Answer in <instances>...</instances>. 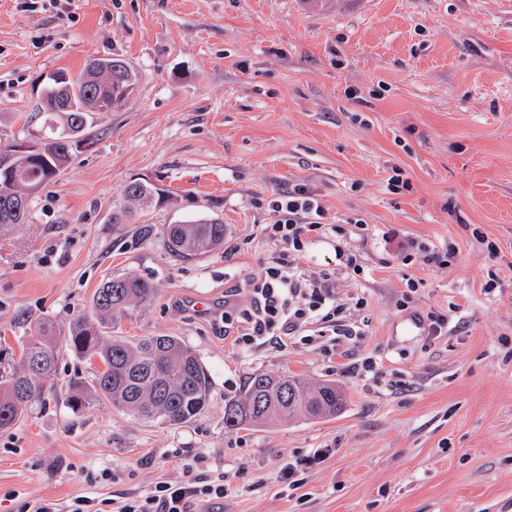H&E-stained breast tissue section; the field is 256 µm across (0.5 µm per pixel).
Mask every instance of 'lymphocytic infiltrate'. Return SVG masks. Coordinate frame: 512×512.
Returning a JSON list of instances; mask_svg holds the SVG:
<instances>
[{"label": "lymphocytic infiltrate", "instance_id": "1", "mask_svg": "<svg viewBox=\"0 0 512 512\" xmlns=\"http://www.w3.org/2000/svg\"><path fill=\"white\" fill-rule=\"evenodd\" d=\"M275 218L261 235L271 246V259L262 273L244 279L238 296L225 299V327H237V341L250 350L273 343L286 344L311 323L329 328L339 342L348 344L358 335L345 324L344 310L336 302V280L326 271L306 274L301 260L312 238L335 232L325 223V210L317 195L297 184L270 203ZM224 475L183 481H161L138 495L114 501L80 495L69 503H23L19 512H193L195 504L222 500Z\"/></svg>", "mask_w": 512, "mask_h": 512}]
</instances>
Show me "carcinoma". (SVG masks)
<instances>
[{
    "label": "carcinoma",
    "mask_w": 512,
    "mask_h": 512,
    "mask_svg": "<svg viewBox=\"0 0 512 512\" xmlns=\"http://www.w3.org/2000/svg\"><path fill=\"white\" fill-rule=\"evenodd\" d=\"M99 75L112 76V88L98 92L94 83L79 77L69 81L65 91L69 111L56 113L60 93L55 79L43 90L46 112L65 120L63 130L38 143L36 151L14 159L11 174L0 172V205L9 197L31 199L38 190L58 178L73 157L91 148L95 140L85 135L89 115L110 112L136 85L138 76L119 56L95 57ZM124 205L114 219L120 221L135 211L162 207L169 201L164 189H154L149 197L142 185L128 184ZM30 205L12 214L9 222L0 220V235L18 224H25ZM163 242L173 255L183 259L211 252L224 246V225L216 220L167 224ZM158 292V285L135 276L114 277L96 289L90 313L78 317L70 333L52 336L46 326L37 323L27 342L21 344L20 357L12 348L0 346V431L11 428L26 406L42 394V380L55 373L60 344L75 354L100 362L92 383H70L69 407L82 410L88 395L104 400L115 408L149 422L183 424L202 415L209 400V379L195 351L180 337L166 334L144 336L138 342L108 336L112 323L124 316L133 303H146ZM341 394L333 382L315 387L297 375L254 374L243 393L224 402V424L268 427L280 420H310L336 413Z\"/></svg>",
    "instance_id": "cac0c4a2"
}]
</instances>
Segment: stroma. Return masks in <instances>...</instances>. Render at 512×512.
Masks as SVG:
<instances>
[{
    "label": "stroma",
    "instance_id": "stroma-1",
    "mask_svg": "<svg viewBox=\"0 0 512 512\" xmlns=\"http://www.w3.org/2000/svg\"><path fill=\"white\" fill-rule=\"evenodd\" d=\"M112 54L137 73L133 94L94 115V146L0 236V337L19 348L39 320L68 335L104 281L147 279L158 294L111 333L181 337L209 406L175 426L104 402L72 411L69 380L100 365L60 350L40 401L0 432V512L219 472L221 512H512V0H0V143L48 135V76ZM395 175L409 189L390 190ZM136 178L169 204L113 221ZM297 184L338 227L303 265L336 273L361 331L346 358L315 324L309 342L250 351L223 332L225 294L271 255L268 203ZM202 218L223 222V247L170 255L164 226ZM427 243L455 252L427 265ZM340 247L361 274L338 269ZM193 295L213 313L196 317ZM433 315L448 319L437 334ZM364 358L374 371H348ZM255 373L336 380L344 407L225 427ZM317 448L329 454L301 489L276 482Z\"/></svg>",
    "mask_w": 512,
    "mask_h": 512
}]
</instances>
